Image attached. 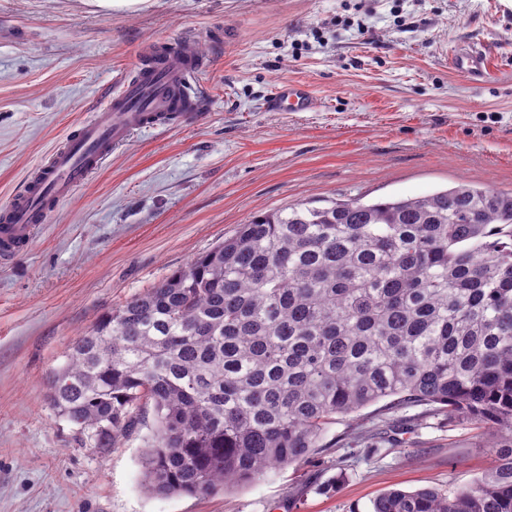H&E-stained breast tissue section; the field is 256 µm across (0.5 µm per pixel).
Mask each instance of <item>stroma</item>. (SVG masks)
I'll return each instance as SVG.
<instances>
[{
  "mask_svg": "<svg viewBox=\"0 0 512 512\" xmlns=\"http://www.w3.org/2000/svg\"><path fill=\"white\" fill-rule=\"evenodd\" d=\"M205 58L201 115L136 134L0 265V512H369L383 491L470 484L490 464L469 424L409 404L332 425L298 464L210 496L142 486L141 427L95 447L47 397L107 311L251 216L332 198L512 192V0H0V207L144 47ZM481 77L453 67L464 48ZM307 86V112L273 94Z\"/></svg>",
  "mask_w": 512,
  "mask_h": 512,
  "instance_id": "obj_1",
  "label": "stroma"
}]
</instances>
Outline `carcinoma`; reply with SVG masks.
Here are the masks:
<instances>
[{"mask_svg": "<svg viewBox=\"0 0 512 512\" xmlns=\"http://www.w3.org/2000/svg\"><path fill=\"white\" fill-rule=\"evenodd\" d=\"M97 448L143 424L145 489L208 496L298 464L384 402L448 408L491 449L445 494L372 512H512V192L332 199L255 216L104 313L48 380Z\"/></svg>", "mask_w": 512, "mask_h": 512, "instance_id": "cac0c4a2", "label": "carcinoma"}]
</instances>
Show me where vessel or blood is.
Returning <instances> with one entry per match:
<instances>
[{"mask_svg":"<svg viewBox=\"0 0 512 512\" xmlns=\"http://www.w3.org/2000/svg\"><path fill=\"white\" fill-rule=\"evenodd\" d=\"M202 68V59L187 45L146 52L135 74L122 80L92 117L38 164L10 204L0 209V261L28 246L51 209L72 196L133 132L194 116L203 98L193 91L192 81ZM271 106L279 112H306L312 99L304 86L288 84L276 92Z\"/></svg>","mask_w":512,"mask_h":512,"instance_id":"obj_1","label":"vessel or blood"}]
</instances>
